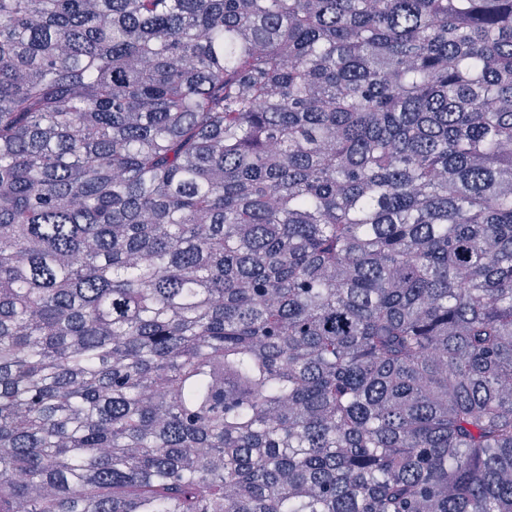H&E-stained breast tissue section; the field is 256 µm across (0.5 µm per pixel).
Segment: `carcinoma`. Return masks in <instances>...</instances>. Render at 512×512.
<instances>
[{
	"mask_svg": "<svg viewBox=\"0 0 512 512\" xmlns=\"http://www.w3.org/2000/svg\"><path fill=\"white\" fill-rule=\"evenodd\" d=\"M0 512H512V0H0Z\"/></svg>",
	"mask_w": 512,
	"mask_h": 512,
	"instance_id": "obj_1",
	"label": "carcinoma"
}]
</instances>
